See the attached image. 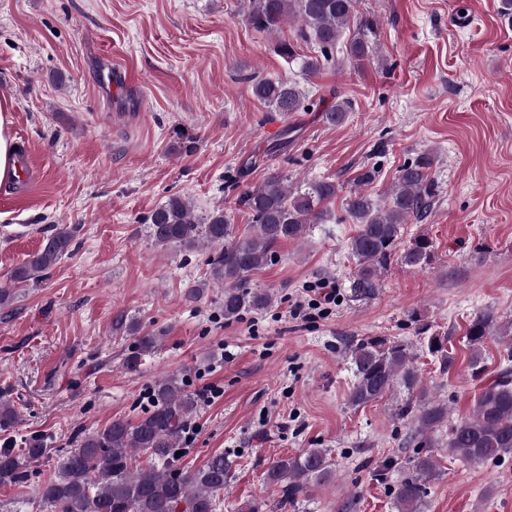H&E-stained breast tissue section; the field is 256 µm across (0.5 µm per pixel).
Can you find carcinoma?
<instances>
[{
	"label": "carcinoma",
	"mask_w": 512,
	"mask_h": 512,
	"mask_svg": "<svg viewBox=\"0 0 512 512\" xmlns=\"http://www.w3.org/2000/svg\"><path fill=\"white\" fill-rule=\"evenodd\" d=\"M355 16V0H246L243 19L252 28L268 34L279 33L284 24L297 25L296 37L316 46V54L302 56L294 46L282 41L277 52L289 64H296L303 76H312L336 62V43ZM252 91L269 111L286 117L306 108L307 96L291 78L253 79ZM350 102L338 101L323 111L332 125L343 123ZM435 157L419 155L398 170L396 181L379 201L355 191L346 199V213L357 233L349 250L357 267L355 291L372 295L380 272L390 262L401 237L403 224L411 217L425 220L431 212L435 183L431 171ZM335 182L322 179L288 189V176L275 173L261 185L246 189L239 198L250 216V231L237 233L218 207L205 216L194 214L188 199L173 195L149 217L148 232L159 247L171 245L212 249L209 277L224 288V319L235 320L246 311H261L272 305L273 294L246 286L248 276L273 262L276 248L283 241L302 239L310 225L325 221L322 205L336 197ZM77 227H57L46 236L42 247L29 255L9 274L0 287V306L6 307L15 288L37 285L47 270L71 254ZM401 261L410 267L424 268L433 261V244L425 235L409 240ZM112 327L135 336V345L126 356V367L134 370L142 357L152 353L160 332L140 333V327L120 313ZM499 333L496 314L484 311L470 322L466 342L470 347L472 375L483 376L484 340ZM417 334L423 336L429 354L440 370L447 373L454 364L448 350V337L431 332V325L420 323ZM355 382L348 403L362 407L383 399L394 389L406 392L408 399L397 416L408 420V443L413 455L405 474L394 486L392 495L397 512H420L425 484L439 474L438 434L447 430L448 452L459 460L484 462L512 452V351L503 358L494 378L480 385L471 414L448 422V402L428 396L412 346L385 336H365L350 347ZM152 408L135 421L118 418L105 428L87 433L78 448L62 459L40 488V502L47 512H218L219 495L231 472L232 464L224 454L212 455L201 468H178L174 458L187 420L197 408L177 375L155 380L151 393ZM14 405L0 397V431L16 425ZM18 454L0 453V485H17L30 477V465L47 453L44 438L34 436L21 442ZM148 451L154 462L133 466L132 453ZM266 484L277 488L283 504H295L312 489L336 481V467L328 448H307L277 459L265 473Z\"/></svg>",
	"instance_id": "carcinoma-1"
}]
</instances>
